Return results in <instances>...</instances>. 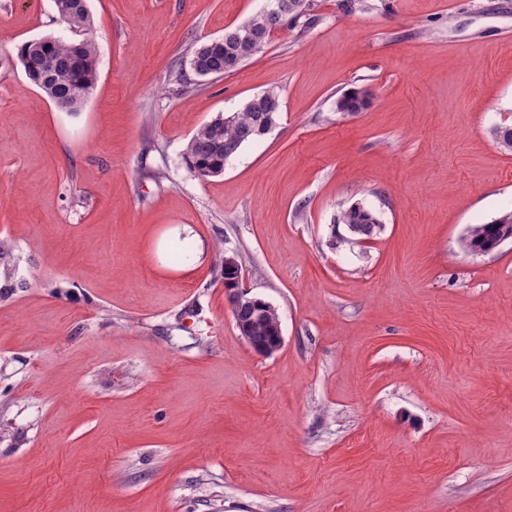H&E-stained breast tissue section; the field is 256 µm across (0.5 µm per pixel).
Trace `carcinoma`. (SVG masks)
<instances>
[{"label": "carcinoma", "mask_w": 512, "mask_h": 512, "mask_svg": "<svg viewBox=\"0 0 512 512\" xmlns=\"http://www.w3.org/2000/svg\"><path fill=\"white\" fill-rule=\"evenodd\" d=\"M68 15L71 28L81 32L92 28L93 19L87 0H60ZM277 11H262L224 32L219 47L203 43L194 48L190 68L199 77H220L225 74L227 61H236L233 70L261 52L274 31L285 24L294 27L307 15L312 0H281ZM17 59L26 76L46 95L68 97L82 103L91 94L97 82V50L95 43L84 38L65 42L51 37L38 41L27 40L18 48ZM372 94L366 89H355L336 101L339 112H361L371 103ZM282 112L280 93L269 89L250 98L236 112L219 115L202 125L189 140L183 153L188 169L200 178L209 177V171L224 164V157L235 155L247 142L264 136V128L275 123ZM337 223L351 229V234L366 239L377 235L380 224L366 215V208L351 206L340 212ZM512 231V211L498 217V222L474 224L464 238L467 249L480 248L497 237ZM276 327V315L266 314L250 325V335L258 340L271 335Z\"/></svg>", "instance_id": "carcinoma-1"}]
</instances>
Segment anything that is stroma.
Here are the masks:
<instances>
[{"label": "stroma", "mask_w": 512, "mask_h": 512, "mask_svg": "<svg viewBox=\"0 0 512 512\" xmlns=\"http://www.w3.org/2000/svg\"><path fill=\"white\" fill-rule=\"evenodd\" d=\"M87 6L98 80L65 112L16 58L71 38L54 0H0V512H512V242L464 247L512 210V0H314L186 87L266 0ZM272 88V131L194 176V132ZM282 8L275 10L274 0H267V7L234 28L224 32V40L213 39L221 43L219 47H211L210 42L203 43L192 50L190 68L198 77L224 76L225 71H237L245 62L261 52L269 42L274 31L288 22L295 27L299 20L311 11L312 0H280ZM247 45L254 51H249ZM235 60L232 70L225 68L227 61ZM350 92L343 94L336 101L337 111L360 112L370 105L372 94L367 89H354L353 95ZM366 211L376 217L372 211L362 206H351L340 212L337 223L344 224L348 230L351 227L352 230H349V232L354 236H361L366 239L372 238L377 235L380 224L371 221L366 215Z\"/></svg>", "instance_id": "stroma-1"}]
</instances>
